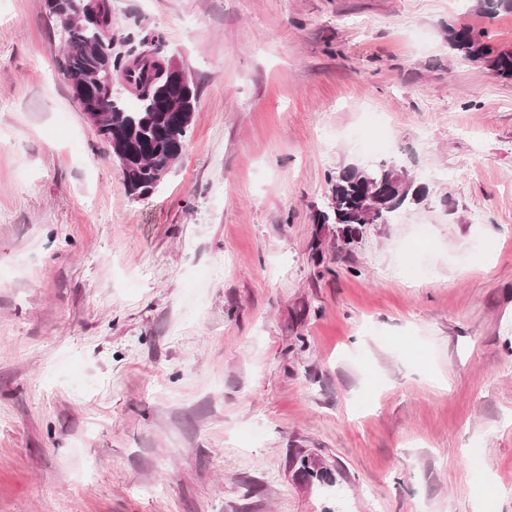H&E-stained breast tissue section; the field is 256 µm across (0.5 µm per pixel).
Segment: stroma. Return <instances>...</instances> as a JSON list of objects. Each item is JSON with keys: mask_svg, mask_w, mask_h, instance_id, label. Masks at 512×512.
<instances>
[{"mask_svg": "<svg viewBox=\"0 0 512 512\" xmlns=\"http://www.w3.org/2000/svg\"><path fill=\"white\" fill-rule=\"evenodd\" d=\"M110 4L198 93L141 198L44 0H0V512H512V82L445 40L512 14ZM386 160L428 198L345 243L328 178Z\"/></svg>", "mask_w": 512, "mask_h": 512, "instance_id": "1", "label": "stroma"}]
</instances>
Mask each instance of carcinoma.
I'll list each match as a JSON object with an SVG mask.
<instances>
[{
  "label": "carcinoma",
  "mask_w": 512,
  "mask_h": 512,
  "mask_svg": "<svg viewBox=\"0 0 512 512\" xmlns=\"http://www.w3.org/2000/svg\"><path fill=\"white\" fill-rule=\"evenodd\" d=\"M74 24L64 31L62 67L70 86L93 76L105 56L100 41L101 29H112L109 0H67ZM477 8L486 15L512 13V0H477ZM485 34L469 26L448 27L447 43L453 54L463 60H481L503 79L512 80V50L495 49L484 41ZM131 48L125 56L110 59V69L135 92V104L129 108L113 97V86L106 75H99L89 99H79L83 111L98 107L105 112V123L98 134L119 156L127 191L141 197L159 188L158 175L169 174L183 151L198 94L172 88L168 97L160 96L167 79L166 60L159 56L157 39L148 33L128 35ZM402 169L387 162L367 170L354 165L329 178L331 204L322 213L324 224H390L403 209L412 205L415 185L397 180Z\"/></svg>",
  "instance_id": "1"
}]
</instances>
